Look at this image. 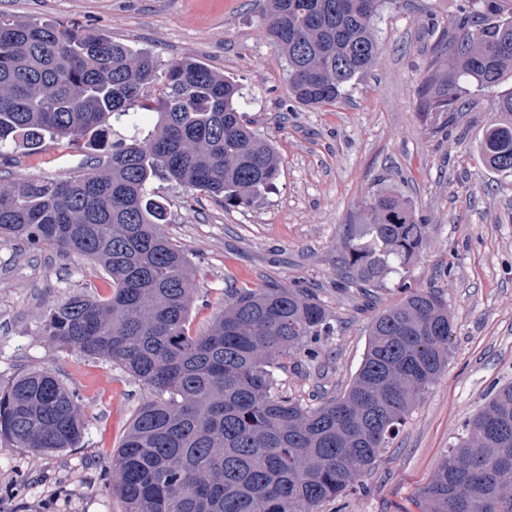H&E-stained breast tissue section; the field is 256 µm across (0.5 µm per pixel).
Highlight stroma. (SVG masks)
I'll list each match as a JSON object with an SVG mask.
<instances>
[{
  "label": "stroma",
  "instance_id": "obj_1",
  "mask_svg": "<svg viewBox=\"0 0 512 512\" xmlns=\"http://www.w3.org/2000/svg\"><path fill=\"white\" fill-rule=\"evenodd\" d=\"M265 0H0L24 21L76 23L151 52L159 64L197 60L242 85L252 127L276 148L275 186L252 206L225 209L205 193L160 182L169 204L164 232L193 263L192 332L205 331L235 288L277 284L317 290L335 332L318 361L277 369L281 391L312 402L342 394L358 371L372 318L403 297L408 281L440 292L453 317L448 366L376 462L369 495L351 494L324 512H421L432 478L465 420L512 381V178L479 161L491 117L489 98L449 122L424 114L428 80L451 75L436 42L459 36L450 21L460 0H384L373 20L381 54L336 105L295 102L288 64L260 21ZM48 142L0 157V184L54 181L93 158ZM409 200L427 236L401 274L375 288L373 302L336 290L345 238L365 221L378 182ZM90 261L16 242L0 245V381L52 370L82 398L80 447L32 454L0 441V512H123L106 488L110 453L125 436L142 387L117 366L60 350L37 334L46 307L102 288Z\"/></svg>",
  "mask_w": 512,
  "mask_h": 512
}]
</instances>
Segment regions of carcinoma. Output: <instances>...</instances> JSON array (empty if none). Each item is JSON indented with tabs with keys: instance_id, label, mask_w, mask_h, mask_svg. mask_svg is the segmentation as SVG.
Here are the masks:
<instances>
[{
	"instance_id": "obj_1",
	"label": "carcinoma",
	"mask_w": 512,
	"mask_h": 512,
	"mask_svg": "<svg viewBox=\"0 0 512 512\" xmlns=\"http://www.w3.org/2000/svg\"><path fill=\"white\" fill-rule=\"evenodd\" d=\"M383 0H267L262 26L288 62L303 105L333 106L379 54ZM451 24L457 74L491 91L512 78V0H461ZM430 112L474 104L471 90L429 81ZM233 79L189 58L160 67L146 51L75 24L0 14V146L21 138L104 155L56 181L0 186V244L86 258L94 288L46 308L37 335L116 365L146 392L119 447L109 489L124 512H322L355 491L448 365L453 319L441 295L404 281L378 313L363 361L340 396L316 404L276 389L275 364L319 357L332 314L307 288H240L204 334H191L189 254L164 234L158 180L249 207L280 161L252 128ZM156 115L154 124L146 117ZM482 163L512 176V89L496 96ZM427 225L379 186L345 242L336 287L384 282L420 251ZM85 424L55 372L0 384V440L35 455L75 448ZM424 512H512V382L463 425L420 491Z\"/></svg>"
}]
</instances>
